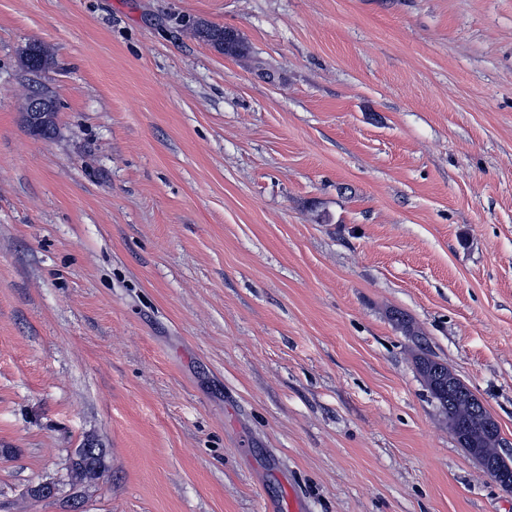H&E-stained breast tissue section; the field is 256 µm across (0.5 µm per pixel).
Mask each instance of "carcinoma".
<instances>
[{
	"label": "carcinoma",
	"mask_w": 512,
	"mask_h": 512,
	"mask_svg": "<svg viewBox=\"0 0 512 512\" xmlns=\"http://www.w3.org/2000/svg\"><path fill=\"white\" fill-rule=\"evenodd\" d=\"M196 35L228 54H237L244 49L238 34L231 30L209 25L194 26ZM21 61L26 71L33 75L45 70L52 63V54L39 43H31L21 52ZM57 109L48 112L42 123L36 127L27 125L28 130L42 137H48L55 130ZM418 368L432 398L448 418V427H457L455 436L463 447L473 446L489 459L497 460L504 453V440L500 431L489 432L479 425V418L473 413L480 400L458 377L451 376L448 363L432 358L420 351ZM453 380V389H448V380ZM108 470L106 451L92 443L75 450L66 467L68 482L77 487L93 483Z\"/></svg>",
	"instance_id": "obj_1"
}]
</instances>
